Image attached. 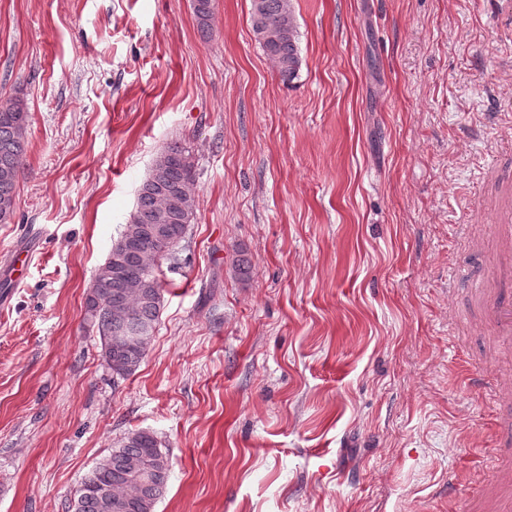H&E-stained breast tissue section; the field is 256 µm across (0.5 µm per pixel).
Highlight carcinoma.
<instances>
[{"label": "carcinoma", "instance_id": "1", "mask_svg": "<svg viewBox=\"0 0 512 512\" xmlns=\"http://www.w3.org/2000/svg\"><path fill=\"white\" fill-rule=\"evenodd\" d=\"M197 27L213 36L212 0H192ZM252 30L285 82L300 67L299 35L291 0H252ZM28 113L19 99L0 100V224L12 220L16 185L26 147ZM192 151L175 140L163 147L140 185L134 210L98 268L86 313L96 328L102 356L112 377L126 379L140 367L151 341L139 346L127 338L152 337L163 297V260L178 263L177 248L194 216L196 172ZM169 458L151 432L128 434L84 477L75 512H154L169 479Z\"/></svg>", "mask_w": 512, "mask_h": 512}]
</instances>
